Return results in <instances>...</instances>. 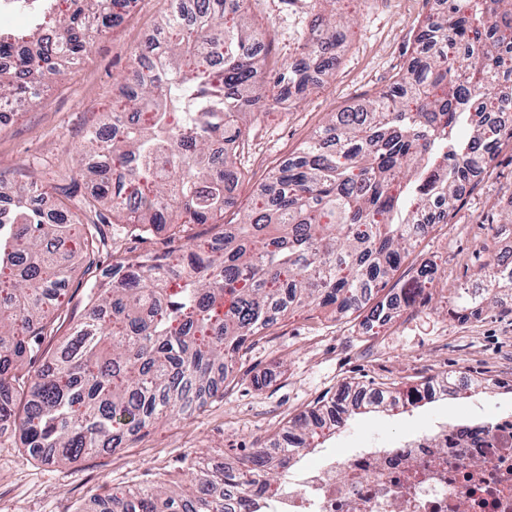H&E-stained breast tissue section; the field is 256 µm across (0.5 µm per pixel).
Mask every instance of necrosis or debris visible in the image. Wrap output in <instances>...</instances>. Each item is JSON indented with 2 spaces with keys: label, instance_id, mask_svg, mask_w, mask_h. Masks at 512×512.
<instances>
[{
  "label": "necrosis or debris",
  "instance_id": "obj_1",
  "mask_svg": "<svg viewBox=\"0 0 512 512\" xmlns=\"http://www.w3.org/2000/svg\"><path fill=\"white\" fill-rule=\"evenodd\" d=\"M262 505L265 512H512V413L327 453L284 477Z\"/></svg>",
  "mask_w": 512,
  "mask_h": 512
}]
</instances>
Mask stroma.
<instances>
[{
    "mask_svg": "<svg viewBox=\"0 0 512 512\" xmlns=\"http://www.w3.org/2000/svg\"><path fill=\"white\" fill-rule=\"evenodd\" d=\"M436 5L437 0H339L337 8L349 18L350 30L333 76L293 102L268 106L259 116L240 157L241 181L224 223L242 216L282 158L294 156L329 113L395 83L417 45L414 30ZM173 7L174 0H134L124 22L97 35L88 57L69 68L66 79L50 84L34 100L14 104L9 121L0 125V182H41L47 210L65 196L79 199L95 191V181L80 174L75 156L108 110L117 83ZM246 7L265 32L258 56L294 63L314 18L309 0H248ZM511 201L509 143L498 151L494 170L477 178L447 223L418 240L393 273L390 283L400 287L411 282L422 263L437 265L434 283L416 303L396 305L382 324L369 319L376 303L372 297L346 313L316 305L289 310L248 343L223 395L187 419L160 421L116 451L70 464L22 448L14 430L0 432V512H79L91 499L156 482L192 492L191 457L202 452L216 464L238 461L282 433L289 418L330 400L350 383L399 390L446 375L479 387L469 397L449 390L444 400L391 418L352 416L324 446L309 447L306 459L379 438L396 441L462 415L489 419L512 408V393L494 386L496 378L512 377V293L497 294L474 317L448 313L459 289L475 286L482 266L496 252L512 253V236L501 231ZM114 260V252L103 249L96 268L82 265L71 273L56 335L44 340L33 367L46 364L69 336L86 310L89 288Z\"/></svg>",
    "mask_w": 512,
    "mask_h": 512,
    "instance_id": "stroma-1",
    "label": "stroma"
}]
</instances>
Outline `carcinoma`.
Listing matches in <instances>:
<instances>
[{
	"label": "carcinoma",
	"instance_id": "cac0c4a2",
	"mask_svg": "<svg viewBox=\"0 0 512 512\" xmlns=\"http://www.w3.org/2000/svg\"><path fill=\"white\" fill-rule=\"evenodd\" d=\"M159 25L160 38L144 70L131 68L78 156L96 191L64 202L45 221L35 182L14 186L0 211V394L31 392L17 420L24 447L55 462L118 448L127 436L162 418H185L223 390L232 361L269 328L273 316L298 305L332 306L342 313L388 285L424 231L421 216L435 201L451 211L506 142L481 115L512 92V0H443L431 16L397 91L330 113L324 129L272 173L235 224L195 239L184 249L125 255L90 289L88 307L45 368L16 375L17 365L55 334L54 314L65 305V284L78 263L93 265L104 238L81 216L124 221L139 238H181L190 224H215L238 183V151L252 118L333 74L336 46L348 21L318 17L300 44L301 59L275 69L271 92L259 79L266 65L250 52L262 33L245 0H195ZM55 19L58 40L40 37L56 0L32 24L28 40L0 36V51L22 45L11 69H0V101L33 97L38 87L77 65L94 35L123 21L131 0H83ZM496 18L485 28V16ZM496 258L482 279L490 287L464 289L454 312L477 314L490 296L512 291V270ZM424 265L403 286L413 301L434 282ZM384 391L346 385L330 401L289 422L298 444L336 417L384 408L368 396ZM254 449L236 465L209 471L201 462L192 498L165 485L116 492L99 512H260V500L281 487L293 458L288 447Z\"/></svg>",
	"mask_w": 512,
	"mask_h": 512
}]
</instances>
